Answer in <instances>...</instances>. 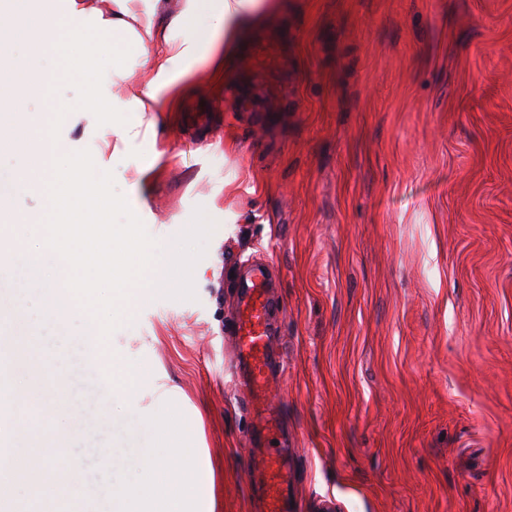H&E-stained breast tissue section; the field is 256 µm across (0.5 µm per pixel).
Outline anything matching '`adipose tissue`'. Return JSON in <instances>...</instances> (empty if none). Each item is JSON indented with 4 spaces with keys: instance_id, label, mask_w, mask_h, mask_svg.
I'll return each instance as SVG.
<instances>
[{
    "instance_id": "ef3b65f1",
    "label": "adipose tissue",
    "mask_w": 512,
    "mask_h": 512,
    "mask_svg": "<svg viewBox=\"0 0 512 512\" xmlns=\"http://www.w3.org/2000/svg\"><path fill=\"white\" fill-rule=\"evenodd\" d=\"M63 0L62 6L37 0H0V44H25L27 52L0 53V149H8L16 168L0 171V240L12 253L0 260V322L9 336L37 337L50 325L80 321L101 325V312L114 317L133 313L152 290L174 287L171 265L183 262L176 250L159 253L144 232L138 209L129 221L108 216L125 207L112 192V163L101 152L76 153L58 136L75 112H109L107 128L125 147L150 156L141 175L151 173L158 148L157 112L181 108L198 67L210 81L223 82L227 64L246 35L280 7V0H184L169 16V0ZM55 65L46 68L45 57ZM83 83L78 102L57 98L66 80ZM46 103L30 112L26 102ZM136 113L133 121L123 120ZM33 189L47 201L31 215L11 207L15 189ZM11 369L24 379L21 390L0 389L8 404V433L19 428L17 397L31 414L58 419L54 399L66 369L35 372L18 356ZM54 455L38 446L34 456L0 457V498L12 497L16 483L34 492L66 493L53 466ZM215 468L209 455L186 444L163 443L137 483L112 495V512H214Z\"/></svg>"
}]
</instances>
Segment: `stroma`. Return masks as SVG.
<instances>
[{"instance_id":"1","label":"stroma","mask_w":512,"mask_h":512,"mask_svg":"<svg viewBox=\"0 0 512 512\" xmlns=\"http://www.w3.org/2000/svg\"><path fill=\"white\" fill-rule=\"evenodd\" d=\"M108 122L76 112L63 135L93 151ZM157 131L161 174L133 203L159 248L183 245L187 283L95 358L69 352L75 378L118 357L151 379L76 408L58 465L106 454L112 489L136 481L165 389L214 462L215 512H262L226 370L238 260L263 255L295 512H512V0H281ZM97 334L48 327L34 360Z\"/></svg>"}]
</instances>
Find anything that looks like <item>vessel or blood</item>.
<instances>
[{
  "label": "vessel or blood",
  "mask_w": 512,
  "mask_h": 512,
  "mask_svg": "<svg viewBox=\"0 0 512 512\" xmlns=\"http://www.w3.org/2000/svg\"><path fill=\"white\" fill-rule=\"evenodd\" d=\"M237 284V315L231 334L235 338L233 377L246 397L255 418L258 436L266 437L279 429L269 384L283 359L273 346L277 330L272 323L279 309L269 268L261 263L241 261ZM251 477L260 493L266 512H288L290 472L288 457L281 452L258 451L253 456Z\"/></svg>",
  "instance_id": "b4317fda"
}]
</instances>
